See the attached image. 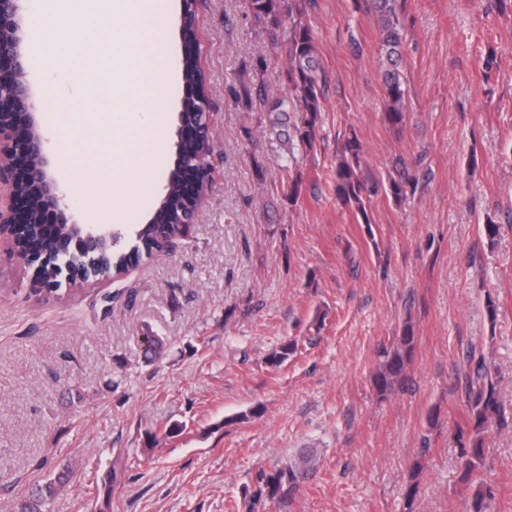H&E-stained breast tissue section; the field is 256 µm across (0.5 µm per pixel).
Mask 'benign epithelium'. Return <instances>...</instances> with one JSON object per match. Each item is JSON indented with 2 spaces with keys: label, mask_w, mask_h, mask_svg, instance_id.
<instances>
[{
  "label": "benign epithelium",
  "mask_w": 512,
  "mask_h": 512,
  "mask_svg": "<svg viewBox=\"0 0 512 512\" xmlns=\"http://www.w3.org/2000/svg\"><path fill=\"white\" fill-rule=\"evenodd\" d=\"M26 0H0V236L17 245L28 224H44L53 215L56 223L70 220L63 195L50 177L46 139L34 114L46 104L28 91L22 58V15ZM199 0H181V26L194 31ZM210 91L197 80L183 81L182 109L176 142V171L187 209L179 223L191 224L211 188L212 166L202 158L187 159L181 146L200 138L211 127ZM112 225L89 224L80 228L77 240L83 252L97 250L112 237Z\"/></svg>",
  "instance_id": "obj_1"
}]
</instances>
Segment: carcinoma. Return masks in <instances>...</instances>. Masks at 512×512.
Instances as JSON below:
<instances>
[{
  "instance_id": "obj_1",
  "label": "carcinoma",
  "mask_w": 512,
  "mask_h": 512,
  "mask_svg": "<svg viewBox=\"0 0 512 512\" xmlns=\"http://www.w3.org/2000/svg\"><path fill=\"white\" fill-rule=\"evenodd\" d=\"M253 16L263 25L274 43L284 40L288 45V90L291 102L272 98L262 89L243 85L241 90H232L234 99L248 112L263 115L268 120L269 130L277 139L296 137L300 145L311 151L318 136L320 100L323 89L320 84L317 46L310 26L303 20L312 0H250ZM380 13L381 56L385 58L384 82L387 94L384 119L387 125L397 130L404 125L406 104L404 88L398 63L403 42L397 0H376ZM182 73L194 75L201 72L195 56V36L181 34ZM297 112V121L288 126L286 106ZM364 148L356 134H349L336 153L334 190L342 205L356 211L363 223H369L365 200L371 194L384 193L399 202L407 197L411 181L392 179L383 187L370 186L361 172ZM170 213L163 202H158L147 224L135 229L136 244L126 249L117 238L108 243L103 251L92 258L83 259V281L112 276L118 278L139 262L142 253L165 249L173 240L186 233L187 225L169 223ZM30 232L37 235L34 247L52 252L57 240L51 236V228L44 224L30 225ZM414 336L410 327L403 328L396 343L383 346L378 351V367L373 375L377 394L386 397L402 388L406 381L407 368L411 363ZM467 369L463 376V392L469 407L466 426L456 433L458 444L459 480L474 487L469 512H491L495 493L485 479L487 462L485 436L492 430H501L507 425L502 416L497 398L498 381L484 354L471 350L466 355ZM311 457L302 456L299 461L261 469L255 477L252 490L246 492L243 501L236 505L240 512H270L274 506L292 503L303 491L309 476ZM421 465L413 464L407 488L406 512H412L417 494ZM69 480V473L61 471L37 484L16 506L17 512H46L50 499Z\"/></svg>"
}]
</instances>
